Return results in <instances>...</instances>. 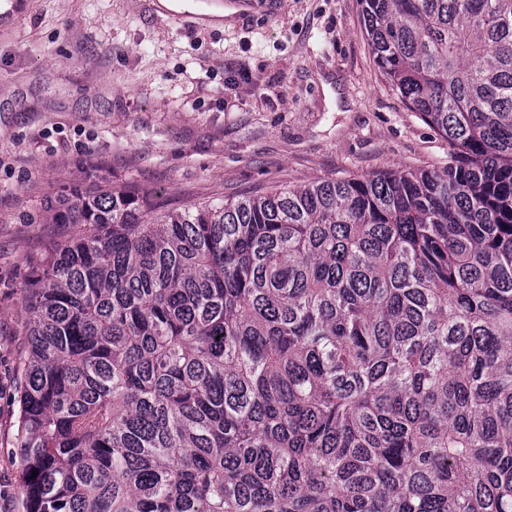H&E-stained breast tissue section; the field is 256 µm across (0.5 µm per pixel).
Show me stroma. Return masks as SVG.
<instances>
[{"instance_id":"1","label":"stroma","mask_w":512,"mask_h":512,"mask_svg":"<svg viewBox=\"0 0 512 512\" xmlns=\"http://www.w3.org/2000/svg\"><path fill=\"white\" fill-rule=\"evenodd\" d=\"M158 0H0V512H24L14 438L22 288L62 188L155 205L440 168L446 139L389 87L358 0H255L220 27Z\"/></svg>"}]
</instances>
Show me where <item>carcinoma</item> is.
<instances>
[{"mask_svg":"<svg viewBox=\"0 0 512 512\" xmlns=\"http://www.w3.org/2000/svg\"><path fill=\"white\" fill-rule=\"evenodd\" d=\"M359 3L448 165L62 190L23 288L25 512H512V0Z\"/></svg>","mask_w":512,"mask_h":512,"instance_id":"1","label":"carcinoma"}]
</instances>
